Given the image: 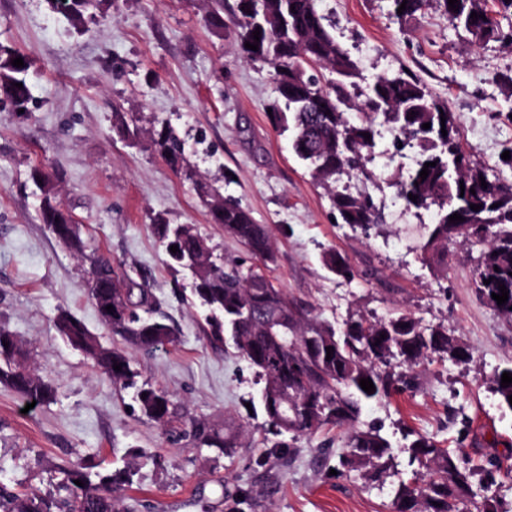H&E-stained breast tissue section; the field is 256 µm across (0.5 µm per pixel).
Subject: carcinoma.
I'll use <instances>...</instances> for the list:
<instances>
[{
  "label": "carcinoma",
  "instance_id": "1",
  "mask_svg": "<svg viewBox=\"0 0 512 512\" xmlns=\"http://www.w3.org/2000/svg\"><path fill=\"white\" fill-rule=\"evenodd\" d=\"M316 2L237 0L235 22L228 28L221 17L224 0H209V15L217 29L226 30L239 41L248 59L273 69L277 98L271 105L270 120L274 126L292 131L294 155L306 165L311 178L328 189L341 223L366 232L381 220L369 194H354L342 186L345 179L370 178L365 159L378 148L377 120L392 130L395 151L420 148L415 168L399 178L397 188L407 207L437 208L436 221L428 225V238L420 246L422 253H447L448 237L460 225L449 216L461 215L463 223L470 225L468 238L486 245L476 269V293L496 311L512 318V184L489 177L484 168L471 161L447 106L437 101L421 81L403 71L371 83L362 119L350 122L345 112L347 87L354 85L357 68L328 29ZM390 2L392 15L401 20L415 16L427 4V0ZM403 3L406 9L399 14ZM106 4L107 0H73L72 9L58 15L78 30L86 20L102 16ZM443 6L449 23L467 33L472 43L494 40L512 47V34L503 33L494 17L497 9L512 12V0H493L491 5L488 0H457L454 10L449 8L448 0H443ZM473 12L479 18H471ZM256 30L260 31L258 41L254 40ZM247 42L258 44V50L246 48ZM17 57L24 54L0 45V98L9 102L13 111L28 113L32 102L30 65L26 61L22 67L13 66L11 61ZM18 83L23 87H16ZM425 123L430 128H422ZM443 129L447 131L445 136ZM366 133L370 138L364 137ZM154 145L173 170H184L182 144L170 129L160 131ZM427 162L436 166L428 167L429 174L423 179L420 172ZM32 179L40 192L42 223H68L70 211L58 198L54 184L40 179L37 170ZM483 181L487 186H481ZM196 189L206 202L212 222L224 227L225 236L244 244L253 262L227 259L201 265L195 270L193 295L208 311L205 333L210 342H232L237 354L256 368L273 436L355 423L366 403L413 385L406 373L394 372L396 365L410 368L427 353L454 363L470 358L467 348L448 334L447 327L424 325L407 313L371 319L352 317L339 332L329 324L303 320L300 309L267 274L276 263L267 226L258 223L237 200H217L221 197L218 190L203 183L196 184ZM411 194L416 200L409 199ZM472 204L480 210H472ZM151 230L164 248L167 266L174 271L187 269L190 261L208 248L207 240L192 224H170L159 219ZM77 240L74 254L90 263L87 296L102 327L144 352L175 343L177 331L169 318L153 310L149 283L118 271L89 246L83 233L77 234ZM172 245L178 246L177 252H170ZM323 264L338 277H355L349 260L333 250L324 255ZM502 285L509 294L507 302L499 305L492 294L500 293ZM109 305L113 306L110 319L105 317ZM55 327L71 345L93 335L67 312L57 316ZM328 347L333 348L330 355ZM24 356L23 345L0 327V384L38 404L52 401L53 386L24 366ZM86 357L112 384L132 391L148 419L164 427L177 419L174 404L165 392L146 382L138 383V372L126 352L103 344ZM116 365L121 370H114ZM505 372L512 374V365L496 371L495 392L501 407L512 411L508 399L512 384L501 386ZM362 378L372 380L374 392L369 394L361 388ZM188 436L200 446L221 450L235 447L233 435H223L195 421ZM390 448L389 440L379 431H358L349 440L344 462L379 473L386 466ZM407 448L412 460L434 465L437 477L419 488L400 484L391 512H459V504L465 501L473 504L475 512H505L489 495L496 483V463H489L475 482L462 451L442 448L422 435L411 440ZM132 477L130 467L93 475L75 465L62 470L59 487L67 492L66 498L18 494L1 485L0 512H123L112 495V486L130 484ZM77 480L84 486L76 485Z\"/></svg>",
  "mask_w": 512,
  "mask_h": 512
}]
</instances>
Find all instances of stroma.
<instances>
[{
  "instance_id": "stroma-1",
  "label": "stroma",
  "mask_w": 512,
  "mask_h": 512,
  "mask_svg": "<svg viewBox=\"0 0 512 512\" xmlns=\"http://www.w3.org/2000/svg\"><path fill=\"white\" fill-rule=\"evenodd\" d=\"M359 76L350 121L376 78L406 71L452 113L463 148L489 176L512 183L502 163L512 147V48L469 42L450 25L439 0L396 20L390 0H318ZM0 45L31 63L28 117L0 104V326L21 340L32 371L55 389L53 401L27 408L0 385V484L16 492L56 493L60 468L82 462L136 467L117 495L130 512H390L399 485L419 486L433 469L412 463L406 434L462 449L470 466L501 465L491 492L512 507V412L493 391L498 368L512 364V319L479 299L473 286L480 246L456 234L448 265L420 250L434 209L398 203V170L375 154L368 192L382 220L369 231L335 223L328 192L291 149L290 134L270 122L276 97L271 68L245 58L239 42L211 25L205 0H112L103 17L73 29L46 0H0ZM124 113L136 138L119 134ZM183 142L189 174L172 170L153 140L164 128ZM55 185L85 238L120 269L148 273L178 340L132 350L141 381L166 392L184 419L232 430L222 454L171 443L141 414L131 393L113 385L59 336L60 312L80 319L104 344L85 280L89 266L70 254L39 217L30 173ZM202 181L268 225L277 261L268 274L307 318L343 327L353 316L393 311L447 326L470 350L464 363L425 355L412 367L413 388L364 405L355 425L328 426L269 448L255 368L234 349L210 343L188 273L172 272L152 234L157 219L193 224L215 256L245 259L247 249L211 222L194 189ZM348 258L344 280L322 264L327 250ZM379 430L392 448L382 476L342 465L353 430Z\"/></svg>"
}]
</instances>
